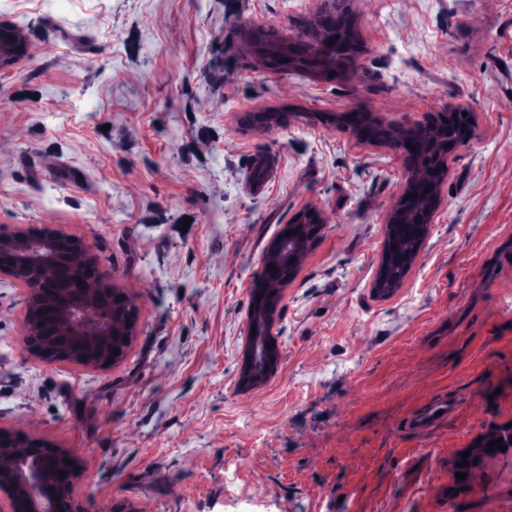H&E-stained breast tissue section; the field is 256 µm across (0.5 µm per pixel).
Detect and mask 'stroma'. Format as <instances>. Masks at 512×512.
<instances>
[{
  "instance_id": "obj_1",
  "label": "stroma",
  "mask_w": 512,
  "mask_h": 512,
  "mask_svg": "<svg viewBox=\"0 0 512 512\" xmlns=\"http://www.w3.org/2000/svg\"><path fill=\"white\" fill-rule=\"evenodd\" d=\"M322 0H0L30 56L0 68V230L84 242L140 309L125 359L48 363L0 275V429L80 454L82 512H512V453L456 459L512 425V0H355L367 52L326 82L240 39ZM473 113L408 277L373 293L401 153L339 124ZM250 112L286 114L244 129ZM272 172L247 191L257 166ZM330 216L282 291L280 360L241 382L264 250ZM439 397L455 414L399 431Z\"/></svg>"
}]
</instances>
